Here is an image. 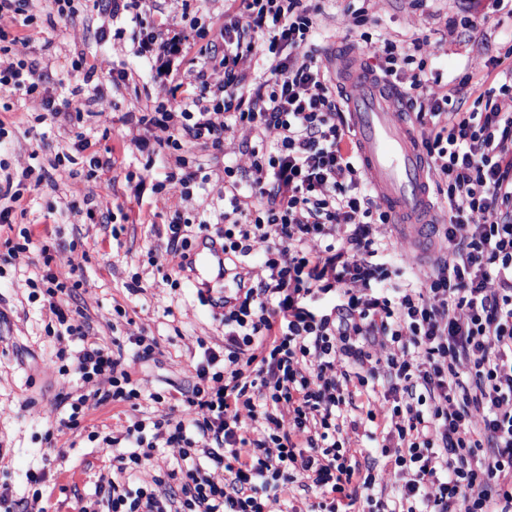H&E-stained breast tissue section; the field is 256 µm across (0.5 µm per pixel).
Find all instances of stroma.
Listing matches in <instances>:
<instances>
[{
  "mask_svg": "<svg viewBox=\"0 0 512 512\" xmlns=\"http://www.w3.org/2000/svg\"><path fill=\"white\" fill-rule=\"evenodd\" d=\"M319 8V20L327 35L317 59L329 65L333 47L344 46L346 32L353 29L357 0H311ZM74 16L60 18L52 0H27L30 24L21 20L0 22L7 35H21L33 56L41 61L44 79L41 94L25 97L0 92V125L8 133L7 148L0 161L9 171L33 165L49 169L50 177L38 187L28 188L20 201L22 213L17 227L29 228L32 244L16 252L0 268V486L8 487L14 499L23 500L25 512H79L92 500L101 478L112 475V457L95 450L85 435L61 433L45 441V419L59 396L82 393L75 374L63 375L56 358L59 348L80 349V341L48 334L49 313L41 299L29 296L27 279L44 269L38 246L49 242L55 258L68 255L70 248L86 251L88 260L77 273L78 288L69 299L70 309L83 312L102 341L113 336H148L157 347L148 362L131 361L133 378L139 379L141 408L160 416L181 406V394L193 381L192 359L202 346L222 350L224 327L211 308L202 304L191 280L179 277L181 253L167 247L163 232L174 212L192 224L214 221L224 208V183L214 176L215 162L206 161L211 172L202 189L185 202L150 186L164 180L160 161L139 152L130 140L137 130L128 123L129 113L154 101L157 90L150 65L137 58L127 35L126 21L111 19L105 0H73ZM373 35L393 39L419 38V52L429 71L441 74L440 82H428V96H440L443 82L470 75L475 84H488L496 72L493 55L505 43L503 30L512 28V16L499 13L469 36L449 35L446 24L455 19L460 0H367ZM107 59L93 84L112 107L97 115L84 113L70 122L62 108L73 87L84 82L85 68L95 60ZM127 70V86L112 85L110 68ZM50 97L54 111L43 108L41 96ZM87 150L77 155L72 172L54 169L56 157L74 153L76 138ZM108 159L111 181L103 192L96 181L87 179L90 158ZM146 189L135 193L138 179ZM379 239L394 243V260L403 270L428 278L434 272L433 255L422 254L417 239L391 224L374 227ZM160 255V265L150 258ZM178 283H171V276ZM161 394L154 402L152 394ZM45 472L40 488H33L30 472Z\"/></svg>",
  "mask_w": 512,
  "mask_h": 512,
  "instance_id": "obj_1",
  "label": "stroma"
}]
</instances>
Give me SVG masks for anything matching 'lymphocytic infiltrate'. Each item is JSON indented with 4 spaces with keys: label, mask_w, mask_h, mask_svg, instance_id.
Wrapping results in <instances>:
<instances>
[{
    "label": "lymphocytic infiltrate",
    "mask_w": 512,
    "mask_h": 512,
    "mask_svg": "<svg viewBox=\"0 0 512 512\" xmlns=\"http://www.w3.org/2000/svg\"><path fill=\"white\" fill-rule=\"evenodd\" d=\"M126 18L138 56L151 61L160 97L154 111L130 115L152 131L138 151L187 143L223 152L226 134L249 133V169L224 165V209L215 231L234 259L264 244L269 279L224 304V350L205 348L181 416L138 419L121 436L91 431L113 454L115 478L99 485L91 512H265L269 494L316 493L311 512H512V67L503 83L476 92L469 78L426 97L427 62L418 39L374 42L366 9L347 38L376 45L377 76L396 85L416 123L430 177L449 204L433 225L446 243L426 280L402 275L392 248L373 227L391 221L357 159L344 99L317 62L321 25L308 0H226L216 31L158 20L157 0H109ZM210 56L181 65L196 39ZM0 31V89L37 93L40 63L15 57ZM265 58L262 70L251 68ZM180 98L184 110H168ZM325 240L313 253L307 244ZM42 274V296L76 354L58 350L62 372L84 389L57 400L55 430L80 429L88 411L107 403L137 407L140 385L127 369L120 339L91 336L82 312L69 309L85 253L70 250ZM334 294L329 313L309 309ZM388 340L402 354L381 360L371 347ZM287 407V422L278 411ZM203 418H194V410ZM272 424L260 439L243 436L240 411ZM388 426L395 447L381 446L383 471L343 447V425ZM177 444L179 484L133 483L159 443ZM224 468L214 481L211 467ZM394 478L380 490L383 473Z\"/></svg>",
    "instance_id": "obj_1"
}]
</instances>
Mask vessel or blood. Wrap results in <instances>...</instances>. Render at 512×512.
<instances>
[{
  "mask_svg": "<svg viewBox=\"0 0 512 512\" xmlns=\"http://www.w3.org/2000/svg\"><path fill=\"white\" fill-rule=\"evenodd\" d=\"M359 50L337 58L336 70L348 97L349 118L360 140L359 162L376 185L380 202L399 224L423 219L428 188L414 132L391 119L396 92L366 79L359 69ZM189 274L195 287L222 303L231 271L224 247L214 237H201L190 257Z\"/></svg>",
  "mask_w": 512,
  "mask_h": 512,
  "instance_id": "1",
  "label": "vessel or blood"
}]
</instances>
